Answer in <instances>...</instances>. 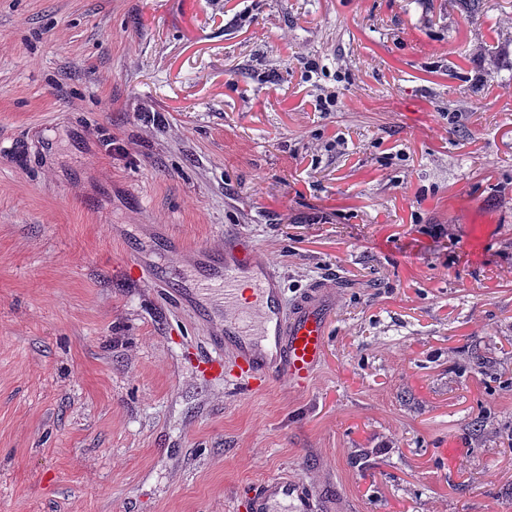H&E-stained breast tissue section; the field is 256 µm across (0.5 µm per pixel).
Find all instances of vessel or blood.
<instances>
[{"label":"vessel or blood","mask_w":512,"mask_h":512,"mask_svg":"<svg viewBox=\"0 0 512 512\" xmlns=\"http://www.w3.org/2000/svg\"><path fill=\"white\" fill-rule=\"evenodd\" d=\"M193 268L203 290L219 304L201 310L191 288L159 280V287L180 307L196 309L210 323L204 350L198 351L199 371L223 374L225 358L237 371L234 388L251 391L278 378L307 386L322 363L333 300L321 283L286 298L279 273L263 252L240 235H229L214 250L198 247ZM248 512H317L300 480L278 474L263 480L246 498Z\"/></svg>","instance_id":"b4317fda"}]
</instances>
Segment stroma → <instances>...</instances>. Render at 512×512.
Listing matches in <instances>:
<instances>
[{"label":"stroma","instance_id":"obj_1","mask_svg":"<svg viewBox=\"0 0 512 512\" xmlns=\"http://www.w3.org/2000/svg\"><path fill=\"white\" fill-rule=\"evenodd\" d=\"M510 75L512 0H0V512H512ZM166 226L323 284L307 390L197 372ZM248 512H316L312 497L299 479L283 474L263 480L246 497Z\"/></svg>","mask_w":512,"mask_h":512}]
</instances>
